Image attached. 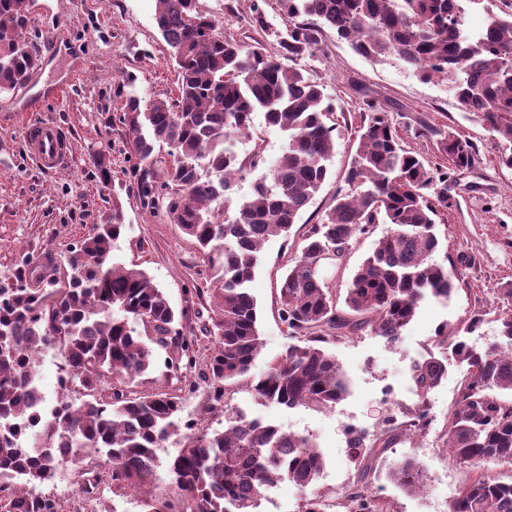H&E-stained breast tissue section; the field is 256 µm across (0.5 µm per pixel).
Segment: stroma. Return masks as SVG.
Returning <instances> with one entry per match:
<instances>
[{
	"label": "stroma",
	"mask_w": 512,
	"mask_h": 512,
	"mask_svg": "<svg viewBox=\"0 0 512 512\" xmlns=\"http://www.w3.org/2000/svg\"><path fill=\"white\" fill-rule=\"evenodd\" d=\"M25 2L30 23L23 37L41 60L40 80L0 94V276L23 254L66 270L72 246L105 223L117 205L125 232L114 245L113 261L145 271L176 310L198 309L199 299L189 292L191 284L203 281L198 254L176 224L144 205L130 176L137 158L121 121L129 92L148 103L177 95L176 68L156 24V0ZM199 4L222 21L225 35L276 52L273 32L284 22L273 2L265 7L264 30L252 21V0ZM296 65L323 85L335 106L334 153L329 178L288 239H272L261 251L251 283L261 349L251 377L260 378L270 361L288 349L290 338L278 317L280 281L301 236L320 222L344 184L357 147L356 133L368 118L364 99H375L388 111L403 146L417 152L427 168L447 172L448 205L439 209L435 221L459 279L448 300L420 301L396 343L368 328L325 343L349 378V391L336 406L287 408L260 402L242 382L231 385V404L250 417L309 437L324 459L316 485L328 500L359 486L387 501L391 512H448L452 492L476 473L449 460L440 437L467 367L439 345L436 333L444 326L449 334L481 348L498 338L504 313L500 291L512 284V168L499 164L495 140L476 115L461 110L449 85L421 81L397 58L372 61L329 29L318 49ZM58 80L67 83L60 97L45 99L38 112L19 111L22 93L48 88ZM37 119L67 128L70 149L64 168L47 172L28 158L24 127ZM441 129L472 144L470 167L456 168L440 151ZM475 315L484 331L479 340L466 330ZM431 354L447 364L448 372L422 398L413 385V368ZM422 401L433 413L430 430L400 438L377 457L368 477H361L356 455L346 448L343 426L353 423L373 435L386 418L404 420ZM407 457L427 476L424 489L415 494L404 492L390 478L394 461ZM43 490L59 500L63 512H102L111 504L119 512H140L136 495L116 497L108 487L100 501L84 499L66 465Z\"/></svg>",
	"instance_id": "obj_1"
}]
</instances>
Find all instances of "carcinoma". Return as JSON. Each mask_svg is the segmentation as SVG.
Wrapping results in <instances>:
<instances>
[{
    "label": "carcinoma",
    "instance_id": "1",
    "mask_svg": "<svg viewBox=\"0 0 512 512\" xmlns=\"http://www.w3.org/2000/svg\"><path fill=\"white\" fill-rule=\"evenodd\" d=\"M24 0H0V93L28 83L38 59L20 41L27 25ZM156 23L178 73L177 97L141 106L127 97L123 121L139 162L132 171L139 192L152 202L164 195V212L197 247L210 287L187 289L206 297L208 316L176 312L141 270L110 262L125 224L119 206L112 217L80 240L59 277L23 258L0 279V512H61L40 486L68 464L81 478L80 494L94 498L106 481L112 493L131 490L141 512H255L266 488L288 480L304 494L301 512H327L316 487L324 467L306 437L250 418L229 407L226 385L246 377L259 347L256 301L249 292L261 249L288 237L301 212L329 176L336 131L335 108L323 86L292 61L313 52L323 27L335 30L364 57H395L425 82L451 84L461 108L488 127L505 146L499 162L512 168V14L473 35L460 0H276L285 28L275 32L280 53L241 43L217 29L198 0H157ZM355 154L331 207L301 239L288 260L279 291V316L294 343L272 360L249 388L261 402L293 408L329 407L347 393L336 357L321 344L371 327L393 341L427 296L446 300L455 276L435 259L441 249L434 216L448 206V174H436L403 148L387 112L365 102ZM286 137L269 165L263 149L241 155L251 138L254 114ZM167 146L159 166L155 147ZM440 149L457 168L473 150L453 133H441ZM263 169L249 196L236 187L248 171ZM434 189V196L427 190ZM379 224L390 228L375 236ZM374 237L372 252L355 271L337 309L333 282L315 264L341 269L353 243ZM497 342L476 350L447 328L438 343L468 372L448 413L445 447L456 463L478 468L493 463L512 470V401L491 394L512 391V313ZM58 349L72 382L71 394L33 426H9L40 399L34 356ZM160 372L175 389L140 390V378ZM447 373L430 357L412 378L424 397ZM209 383L210 412L224 410V430L209 433L181 421L196 378ZM425 405L410 420L388 426L357 447L361 476L375 456L402 436L426 426ZM176 452L166 462L170 493L155 494L157 450ZM106 453L98 462L94 453ZM391 479L404 491L423 490L414 460L394 463ZM345 512H389L361 489L344 492ZM448 512H512V481L478 476L463 486Z\"/></svg>",
    "mask_w": 512,
    "mask_h": 512
}]
</instances>
